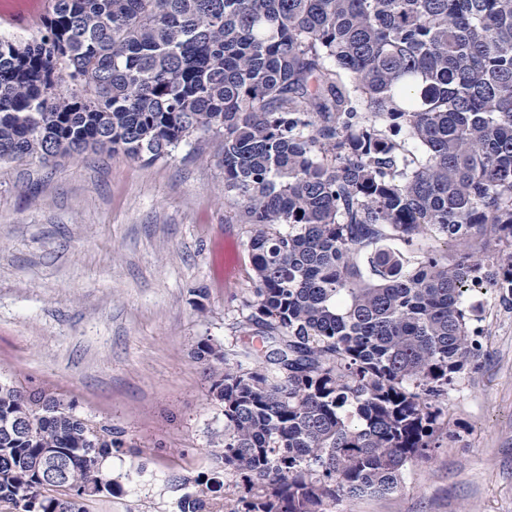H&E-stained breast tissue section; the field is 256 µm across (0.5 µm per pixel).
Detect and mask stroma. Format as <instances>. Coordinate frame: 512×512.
Listing matches in <instances>:
<instances>
[{
  "instance_id": "stroma-1",
  "label": "stroma",
  "mask_w": 512,
  "mask_h": 512,
  "mask_svg": "<svg viewBox=\"0 0 512 512\" xmlns=\"http://www.w3.org/2000/svg\"><path fill=\"white\" fill-rule=\"evenodd\" d=\"M221 148L210 133L149 166L0 161V380L111 425L124 493L93 512H176L171 472L217 465L224 407L194 351L241 347L255 282ZM474 300L482 348L448 392L440 448L397 493L335 512H512V293Z\"/></svg>"
}]
</instances>
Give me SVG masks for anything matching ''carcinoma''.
I'll return each mask as SVG.
<instances>
[{
	"instance_id": "carcinoma-1",
	"label": "carcinoma",
	"mask_w": 512,
	"mask_h": 512,
	"mask_svg": "<svg viewBox=\"0 0 512 512\" xmlns=\"http://www.w3.org/2000/svg\"><path fill=\"white\" fill-rule=\"evenodd\" d=\"M209 132L252 229V341L197 347L224 441L170 476L177 512L396 492L479 356L469 291L512 292V0H55L38 37H0V160L150 165ZM112 435L0 382V503L122 495Z\"/></svg>"
}]
</instances>
